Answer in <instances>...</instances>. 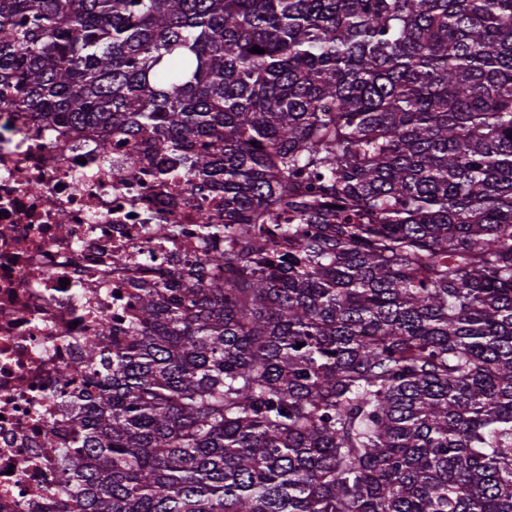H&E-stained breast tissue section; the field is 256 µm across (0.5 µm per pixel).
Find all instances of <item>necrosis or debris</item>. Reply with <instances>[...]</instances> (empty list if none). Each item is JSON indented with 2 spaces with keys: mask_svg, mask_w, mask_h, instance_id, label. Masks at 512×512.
I'll return each mask as SVG.
<instances>
[{
  "mask_svg": "<svg viewBox=\"0 0 512 512\" xmlns=\"http://www.w3.org/2000/svg\"><path fill=\"white\" fill-rule=\"evenodd\" d=\"M98 143L0 107V512H43L62 450L42 437L67 431L62 398L77 390L59 367L81 366L85 340L111 345L100 320L128 324L143 287L207 249L199 199L155 178L153 162L130 168L124 147L102 170ZM173 209L182 233L171 246L162 228Z\"/></svg>",
  "mask_w": 512,
  "mask_h": 512,
  "instance_id": "obj_1",
  "label": "necrosis or debris"
}]
</instances>
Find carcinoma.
<instances>
[{
  "label": "carcinoma",
  "mask_w": 512,
  "mask_h": 512,
  "mask_svg": "<svg viewBox=\"0 0 512 512\" xmlns=\"http://www.w3.org/2000/svg\"><path fill=\"white\" fill-rule=\"evenodd\" d=\"M2 102L224 203L45 512H512V0H0Z\"/></svg>",
  "instance_id": "cac0c4a2"
}]
</instances>
